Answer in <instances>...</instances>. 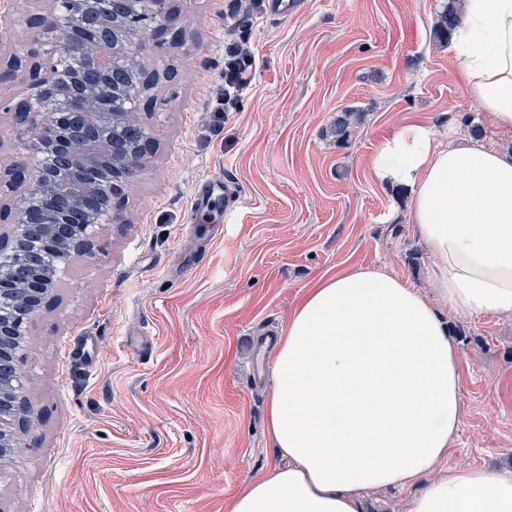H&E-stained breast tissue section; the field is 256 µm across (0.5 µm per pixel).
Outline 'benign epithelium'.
<instances>
[{"label":"benign epithelium","instance_id":"1","mask_svg":"<svg viewBox=\"0 0 512 512\" xmlns=\"http://www.w3.org/2000/svg\"><path fill=\"white\" fill-rule=\"evenodd\" d=\"M29 19L39 48L17 121L26 141L28 180L9 225L15 246L0 251V459L27 422L22 351L27 324L69 265L91 252L114 220V200L142 170L152 137L126 113L150 105L160 69L148 70L147 44L165 38L173 0H51ZM37 231L43 253L26 250Z\"/></svg>","mask_w":512,"mask_h":512}]
</instances>
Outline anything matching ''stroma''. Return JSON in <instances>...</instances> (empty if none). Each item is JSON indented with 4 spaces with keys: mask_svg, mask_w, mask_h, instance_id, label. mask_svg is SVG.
<instances>
[{
    "mask_svg": "<svg viewBox=\"0 0 512 512\" xmlns=\"http://www.w3.org/2000/svg\"><path fill=\"white\" fill-rule=\"evenodd\" d=\"M229 32V0H177L180 34L148 44L169 68L139 119L154 150L98 234L27 327L24 395L35 416L0 476V512H228L243 482L273 462L258 354L305 288L350 265H383L409 284L430 258L406 222L403 191L369 161L400 124L431 122L512 149L454 73L432 29L445 0H306ZM46 0H0L26 56L30 14ZM246 40L250 82L224 104V47ZM0 83V158H24ZM356 106L346 147L322 130ZM238 184L225 211L205 180ZM459 351L462 419L446 465L512 470V317L448 316ZM97 354L70 357L84 338Z\"/></svg>",
    "mask_w": 512,
    "mask_h": 512,
    "instance_id": "1",
    "label": "stroma"
}]
</instances>
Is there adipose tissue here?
<instances>
[{
    "mask_svg": "<svg viewBox=\"0 0 512 512\" xmlns=\"http://www.w3.org/2000/svg\"><path fill=\"white\" fill-rule=\"evenodd\" d=\"M453 64L493 126L512 131V0H461ZM409 192L429 293L386 267L310 284L274 338L267 428L279 461L229 512H362L368 492L424 480L408 512H512V472L439 471L460 426L457 346L441 308L512 317V151L400 125L370 160Z\"/></svg>",
    "mask_w": 512,
    "mask_h": 512,
    "instance_id": "ef3b65f1",
    "label": "adipose tissue"
}]
</instances>
